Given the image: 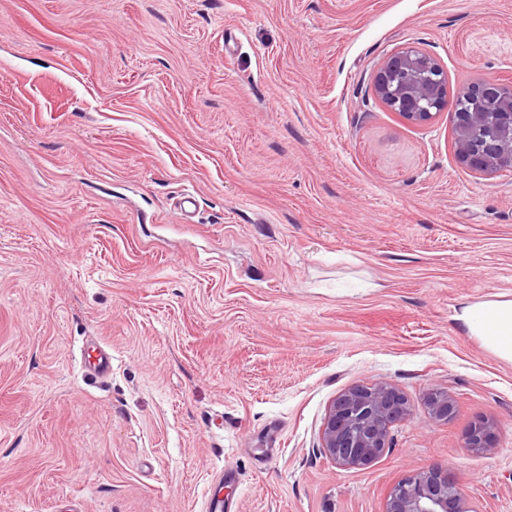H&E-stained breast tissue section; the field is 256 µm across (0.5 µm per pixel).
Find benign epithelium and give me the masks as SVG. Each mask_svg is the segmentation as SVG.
Wrapping results in <instances>:
<instances>
[{
  "label": "benign epithelium",
  "instance_id": "benign-epithelium-1",
  "mask_svg": "<svg viewBox=\"0 0 512 512\" xmlns=\"http://www.w3.org/2000/svg\"><path fill=\"white\" fill-rule=\"evenodd\" d=\"M372 90L389 111L413 123H427L436 113L451 112L456 153L479 172L512 171V81L475 82L448 97V72L440 60L414 46L391 53L375 73ZM431 416L446 421L456 400L446 390L427 395ZM412 416L408 401L387 383L356 385L329 405L320 451L342 467L364 466L390 447L394 424ZM468 451L491 452L490 425H472L464 439ZM384 512H473L460 484L439 470L417 471L389 491Z\"/></svg>",
  "mask_w": 512,
  "mask_h": 512
}]
</instances>
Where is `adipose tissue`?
I'll list each match as a JSON object with an SVG mask.
<instances>
[{
  "instance_id": "obj_1",
  "label": "adipose tissue",
  "mask_w": 512,
  "mask_h": 512,
  "mask_svg": "<svg viewBox=\"0 0 512 512\" xmlns=\"http://www.w3.org/2000/svg\"><path fill=\"white\" fill-rule=\"evenodd\" d=\"M456 319L499 357L512 361V300L463 305Z\"/></svg>"
}]
</instances>
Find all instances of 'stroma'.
<instances>
[{
    "mask_svg": "<svg viewBox=\"0 0 512 512\" xmlns=\"http://www.w3.org/2000/svg\"><path fill=\"white\" fill-rule=\"evenodd\" d=\"M411 43L512 77V0H0V512H384L432 468L512 512V361L454 319L512 299V173L374 98ZM377 382L413 415L338 468ZM84 371L90 378L106 377L112 371V355L101 347L88 349L84 359ZM411 416L408 401L394 386H353L330 403L320 451L342 467L367 465L390 448L393 425ZM427 405L433 418L446 421L456 411V400L447 390L432 389L427 395ZM463 448L467 451L492 452L495 447L490 441L489 423L481 421L472 425L464 439Z\"/></svg>",
    "mask_w": 512,
    "mask_h": 512,
    "instance_id": "stroma-1",
    "label": "stroma"
}]
</instances>
